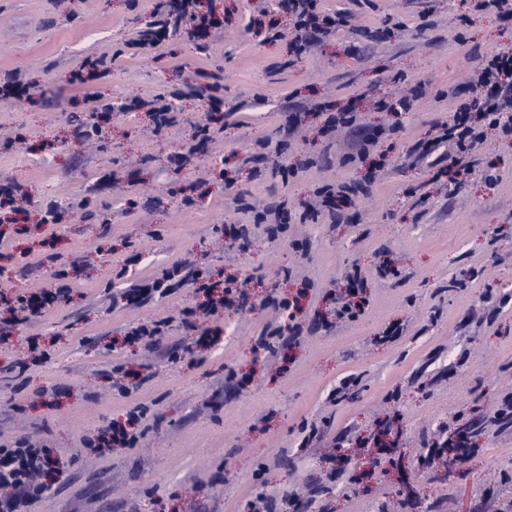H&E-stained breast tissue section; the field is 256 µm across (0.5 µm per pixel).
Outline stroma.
I'll use <instances>...</instances> for the list:
<instances>
[{
    "mask_svg": "<svg viewBox=\"0 0 512 512\" xmlns=\"http://www.w3.org/2000/svg\"><path fill=\"white\" fill-rule=\"evenodd\" d=\"M158 2L0 0V78L36 84L33 101L0 97V134L20 138L0 147V183L64 214L22 233L0 223V292L71 289L0 345V444L43 439L63 469L26 512H242L255 495L302 489L315 492L306 512H512V428L490 423L512 398V133L485 128L460 182L439 141L479 64L512 45V21L475 0H318L345 21L299 54L274 0H211L222 27L199 39L185 23L141 47ZM96 58L106 74L72 82ZM177 90L182 111L152 134L146 102ZM88 93L118 106L89 144L72 120ZM401 96L409 111L385 110ZM336 112L352 124L323 134ZM366 182L342 207L356 223L304 218L323 186ZM240 193L280 210V230L254 223ZM188 257L208 279L249 281L258 301L278 286L301 336L272 355L257 342L266 309L199 314L221 336L188 356L180 317L202 303L195 287L113 305ZM356 276L364 311L337 320ZM166 317L152 350L117 346ZM123 369L145 377L128 398ZM139 402L134 446L86 448ZM387 427L397 444L365 465ZM448 428L470 434L469 460L421 466Z\"/></svg>",
    "mask_w": 512,
    "mask_h": 512,
    "instance_id": "35a3bbf8",
    "label": "stroma"
}]
</instances>
